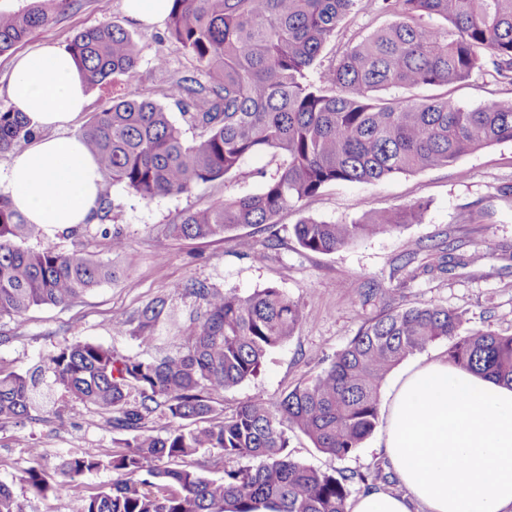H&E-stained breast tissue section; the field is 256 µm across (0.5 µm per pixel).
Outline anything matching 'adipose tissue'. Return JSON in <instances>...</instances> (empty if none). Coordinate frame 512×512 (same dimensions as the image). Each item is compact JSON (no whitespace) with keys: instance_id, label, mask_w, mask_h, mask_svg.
Returning a JSON list of instances; mask_svg holds the SVG:
<instances>
[{"instance_id":"ef3b65f1","label":"adipose tissue","mask_w":512,"mask_h":512,"mask_svg":"<svg viewBox=\"0 0 512 512\" xmlns=\"http://www.w3.org/2000/svg\"><path fill=\"white\" fill-rule=\"evenodd\" d=\"M8 96L42 136L13 154L0 191L44 235L89 223L101 172L71 129L89 98L71 53L45 45L17 56ZM383 448L405 495L373 488L350 512H512V384L444 358L412 365L390 394Z\"/></svg>"}]
</instances>
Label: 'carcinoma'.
I'll list each match as a JSON object with an SVG mask.
<instances>
[{
  "mask_svg": "<svg viewBox=\"0 0 512 512\" xmlns=\"http://www.w3.org/2000/svg\"><path fill=\"white\" fill-rule=\"evenodd\" d=\"M73 0H32L0 12V55L62 14ZM361 0H171L168 34L202 68L205 81L180 77L164 90L185 120L203 129L188 141L166 105L135 95L112 103L80 130L102 175L143 200L189 193L224 180L248 155L271 150L282 163L257 193L186 212L169 226L176 238L224 236L272 225L279 213L338 182L375 184L397 174L454 166L461 157L512 142V101L465 108L446 95L386 96L464 82L492 65L512 83V0H368L395 21L349 46L336 63L310 71L341 22ZM436 16L440 26L421 22ZM86 86L115 75L136 77L140 49L122 27L105 22L68 43ZM38 136L22 113L0 107V155ZM425 207L374 211L354 224L304 217L297 242L333 253L357 241L423 221ZM27 223L0 193V318L40 305L69 304L112 281V265L77 252L25 246ZM206 305L180 326L177 348L160 358L118 356L89 342L63 343L24 373L0 366V422H22L44 408L51 385L106 415L130 438L105 458L73 455L59 479L37 467L19 482L33 492L73 497L82 512H348L349 486L372 476L321 471L288 456V433L306 436L320 452L352 454L379 423V396L390 371L408 355L450 340L448 363L512 382V336L462 332L461 312L438 305H394L364 321L315 378L272 403L255 396L219 417L211 395L255 375L267 355L302 321L298 304L277 287L251 294L192 284ZM169 314L159 298L139 314L135 339L149 348ZM159 411L164 434L148 429ZM248 458L255 465L207 478L186 460L202 451ZM182 462L160 466L162 460ZM109 467L121 479L96 493L86 475ZM0 512H22L0 484Z\"/></svg>",
  "mask_w": 512,
  "mask_h": 512,
  "instance_id": "carcinoma-1",
  "label": "carcinoma"
}]
</instances>
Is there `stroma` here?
Segmentation results:
<instances>
[{
  "instance_id": "35a3bbf8",
  "label": "stroma",
  "mask_w": 512,
  "mask_h": 512,
  "mask_svg": "<svg viewBox=\"0 0 512 512\" xmlns=\"http://www.w3.org/2000/svg\"><path fill=\"white\" fill-rule=\"evenodd\" d=\"M111 22L128 31L141 47L133 81L114 77L90 91V104L76 120L82 129L112 101L132 95L155 96L175 77L199 76L197 63L182 54L167 37L166 22L137 23L126 14L123 0H74L71 8L36 29L13 51L0 55V106L8 105L11 63L16 55L46 44L66 47L84 29ZM387 16L356 8L324 48L321 67L334 63L347 46L387 24ZM168 69H159L158 57ZM452 99L466 107L490 100L511 101L512 84L496 80L492 69L474 73L447 86ZM280 159L265 152L246 157L227 180L201 184L191 192L150 201L123 185L103 179L110 201L106 218L82 225L75 238L35 235L28 247L81 251L111 263L112 282L100 285L66 306H38L23 316L0 319V365L24 372L59 344L88 341L126 356L149 358L165 354L178 343V323L203 313L204 304L189 285L204 284L215 291L248 294L276 286L298 303L304 319L290 340L273 350L260 370L231 391L213 395L218 415L231 414L252 397L277 400L295 385L326 367L331 357L362 323L384 308L385 289L397 302L432 303L464 313L466 328L512 335V142L496 144L463 157L452 167L398 175L376 184L340 182L318 195L283 210L273 231L248 227L227 237L175 239L169 225L182 215L226 197L258 192L264 175ZM421 203L422 223L359 241L330 254L308 251L295 239L293 227L301 217L351 224L376 210H395ZM110 235H103V228ZM125 240V251L112 249V233ZM417 256L412 268L401 265L409 251ZM166 298L172 318L161 319L152 348L133 337L140 311L157 298ZM55 411L22 423L0 422V483L10 486L23 512H80L74 498L41 496L19 483L23 470L40 467L55 474L63 456L79 453L106 456L120 451L123 432L112 430L97 410L53 394ZM384 428H376L353 454L337 459L314 448L301 435L289 438L291 458L323 471L369 474L383 469L385 490L406 489L380 453ZM41 449L32 458V449Z\"/></svg>"
}]
</instances>
